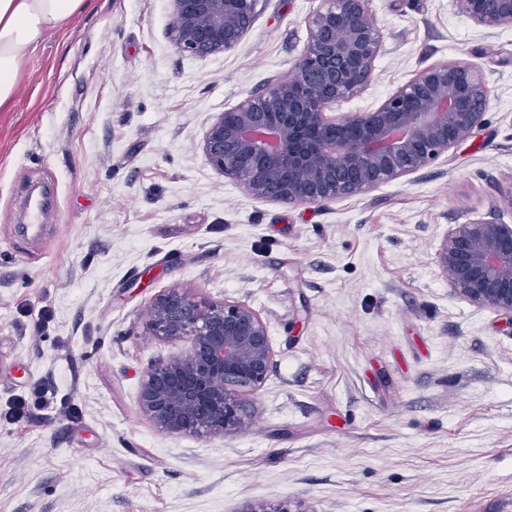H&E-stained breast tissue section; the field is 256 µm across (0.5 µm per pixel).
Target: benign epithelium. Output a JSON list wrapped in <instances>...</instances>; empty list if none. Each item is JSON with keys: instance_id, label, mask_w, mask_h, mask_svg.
I'll list each match as a JSON object with an SVG mask.
<instances>
[{"instance_id": "obj_1", "label": "benign epithelium", "mask_w": 512, "mask_h": 512, "mask_svg": "<svg viewBox=\"0 0 512 512\" xmlns=\"http://www.w3.org/2000/svg\"><path fill=\"white\" fill-rule=\"evenodd\" d=\"M257 0H172L169 33L197 57L235 48L251 30ZM486 30L512 27V0H455ZM382 37L369 0H324L288 75L264 93L218 113L202 151L208 163L257 199L319 204L366 193L416 173L483 124L490 99L463 61L420 70L377 108L338 116L331 105L370 82ZM436 263L456 294L512 323V224L491 214L451 231ZM149 333L187 342L141 382L139 409L174 435L246 432L253 398L266 384L274 348L262 316L245 303L198 298L173 286L150 307ZM237 512H311L291 499L248 502Z\"/></svg>"}]
</instances>
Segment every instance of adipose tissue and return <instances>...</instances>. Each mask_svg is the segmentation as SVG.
<instances>
[{
    "mask_svg": "<svg viewBox=\"0 0 512 512\" xmlns=\"http://www.w3.org/2000/svg\"><path fill=\"white\" fill-rule=\"evenodd\" d=\"M87 0H0V110L12 107L26 59Z\"/></svg>",
    "mask_w": 512,
    "mask_h": 512,
    "instance_id": "adipose-tissue-1",
    "label": "adipose tissue"
}]
</instances>
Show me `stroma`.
<instances>
[{
    "label": "stroma",
    "mask_w": 512,
    "mask_h": 512,
    "mask_svg": "<svg viewBox=\"0 0 512 512\" xmlns=\"http://www.w3.org/2000/svg\"><path fill=\"white\" fill-rule=\"evenodd\" d=\"M322 0H258L232 50L179 52L170 0H89L46 35L0 111V512H512V327L457 296L436 255L458 224H512V28L454 0H369L377 107L423 68L483 75L484 123L429 167L351 198H253L207 162L217 113L287 76ZM55 188L36 238L29 187ZM242 301L275 350L250 429L197 438L138 407L147 330L173 286ZM43 415L11 406L34 384ZM237 512H311V510L304 508L299 501L288 499L276 504L248 502L242 505Z\"/></svg>",
    "instance_id": "35a3bbf8"
}]
</instances>
